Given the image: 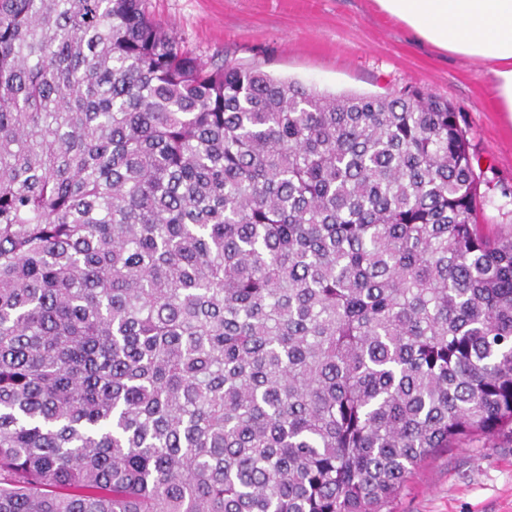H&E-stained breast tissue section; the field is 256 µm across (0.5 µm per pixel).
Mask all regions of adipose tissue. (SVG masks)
<instances>
[{"label":"adipose tissue","mask_w":512,"mask_h":512,"mask_svg":"<svg viewBox=\"0 0 512 512\" xmlns=\"http://www.w3.org/2000/svg\"><path fill=\"white\" fill-rule=\"evenodd\" d=\"M419 40L487 66L497 109L512 122V0H375Z\"/></svg>","instance_id":"ef3b65f1"}]
</instances>
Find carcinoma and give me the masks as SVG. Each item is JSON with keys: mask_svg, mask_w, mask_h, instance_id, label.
<instances>
[{"mask_svg": "<svg viewBox=\"0 0 512 512\" xmlns=\"http://www.w3.org/2000/svg\"><path fill=\"white\" fill-rule=\"evenodd\" d=\"M462 117L0 0V512H382L512 435V224Z\"/></svg>", "mask_w": 512, "mask_h": 512, "instance_id": "carcinoma-1", "label": "carcinoma"}]
</instances>
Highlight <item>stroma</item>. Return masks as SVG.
<instances>
[{"mask_svg": "<svg viewBox=\"0 0 512 512\" xmlns=\"http://www.w3.org/2000/svg\"><path fill=\"white\" fill-rule=\"evenodd\" d=\"M203 60L256 65L328 93L419 87L461 112L479 160L484 224L512 222V124L497 112L484 65L420 43L374 0H149ZM389 512H512V438L438 453Z\"/></svg>", "mask_w": 512, "mask_h": 512, "instance_id": "35a3bbf8", "label": "stroma"}]
</instances>
